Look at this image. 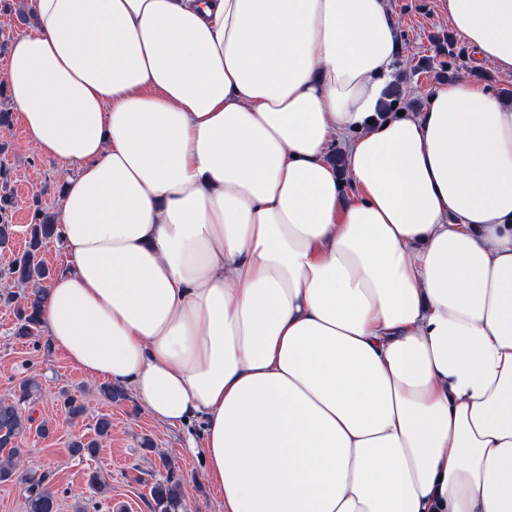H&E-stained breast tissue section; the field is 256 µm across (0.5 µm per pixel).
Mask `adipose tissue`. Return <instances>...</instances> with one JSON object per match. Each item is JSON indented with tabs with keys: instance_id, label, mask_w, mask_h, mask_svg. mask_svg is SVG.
Here are the masks:
<instances>
[{
	"instance_id": "ef3b65f1",
	"label": "adipose tissue",
	"mask_w": 512,
	"mask_h": 512,
	"mask_svg": "<svg viewBox=\"0 0 512 512\" xmlns=\"http://www.w3.org/2000/svg\"><path fill=\"white\" fill-rule=\"evenodd\" d=\"M512 76V0H445ZM54 349L199 426L219 512H512V103L379 115L388 0H34ZM345 139V168L330 150Z\"/></svg>"
}]
</instances>
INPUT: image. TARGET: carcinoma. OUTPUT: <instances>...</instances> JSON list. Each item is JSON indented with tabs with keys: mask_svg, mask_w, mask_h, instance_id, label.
Returning <instances> with one entry per match:
<instances>
[{
	"mask_svg": "<svg viewBox=\"0 0 512 512\" xmlns=\"http://www.w3.org/2000/svg\"><path fill=\"white\" fill-rule=\"evenodd\" d=\"M10 170L0 165V248L9 246L13 228L9 213L11 196L6 193ZM60 238V225L55 216L35 201L32 222L29 225V240L25 251L17 255L6 277L16 285L31 286L24 295L6 288L0 293V304L13 310L16 318L14 336L27 339L40 328L39 304L43 292L42 283L51 277L50 269L37 259L38 252L53 239ZM40 390L39 382L27 378L19 385V391L10 401H0V483L19 482L25 486L26 512H58V491L51 485L48 473L22 469L25 449L19 440L34 434L44 437L49 429L44 424L34 425V419L22 413L19 405L30 401ZM100 399L109 404H118L126 399V393L102 384L97 388ZM65 415L70 421L78 420L87 413L84 398L62 392L60 399ZM95 437H78L70 444V452L79 457H94L99 452L100 440L110 435L112 419L108 414L96 418L93 425ZM166 476L154 481L150 487V500L146 501L149 512H182L183 484L174 473L171 462L160 458Z\"/></svg>",
	"mask_w": 512,
	"mask_h": 512,
	"instance_id": "cac0c4a2",
	"label": "carcinoma"
}]
</instances>
